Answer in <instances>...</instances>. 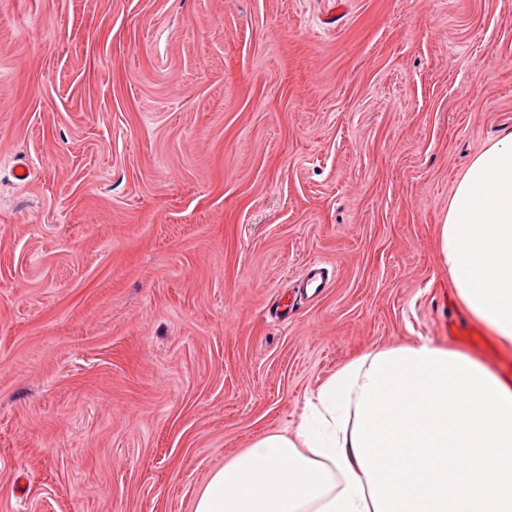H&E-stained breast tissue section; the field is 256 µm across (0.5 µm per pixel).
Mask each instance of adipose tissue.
I'll return each instance as SVG.
<instances>
[{
    "label": "adipose tissue",
    "instance_id": "adipose-tissue-1",
    "mask_svg": "<svg viewBox=\"0 0 512 512\" xmlns=\"http://www.w3.org/2000/svg\"><path fill=\"white\" fill-rule=\"evenodd\" d=\"M439 253L466 309L512 344V134L480 153L457 183ZM365 353L308 398L294 433H268L216 471L194 512H375L356 459Z\"/></svg>",
    "mask_w": 512,
    "mask_h": 512
}]
</instances>
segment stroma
I'll return each instance as SVG.
<instances>
[{
	"label": "stroma",
	"instance_id": "35a3bbf8",
	"mask_svg": "<svg viewBox=\"0 0 512 512\" xmlns=\"http://www.w3.org/2000/svg\"><path fill=\"white\" fill-rule=\"evenodd\" d=\"M333 2L0 0V512H193L373 349L512 385L437 254L512 0Z\"/></svg>",
	"mask_w": 512,
	"mask_h": 512
}]
</instances>
